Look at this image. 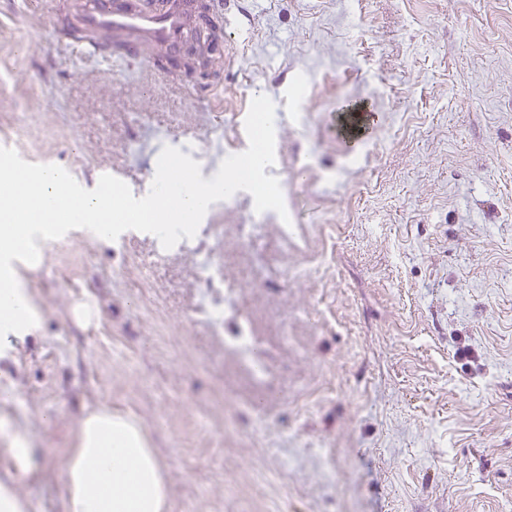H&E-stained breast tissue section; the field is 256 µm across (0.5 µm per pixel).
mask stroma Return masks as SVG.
<instances>
[{
    "label": "stroma",
    "instance_id": "35a3bbf8",
    "mask_svg": "<svg viewBox=\"0 0 512 512\" xmlns=\"http://www.w3.org/2000/svg\"><path fill=\"white\" fill-rule=\"evenodd\" d=\"M69 2L0 0V142L139 198L166 146L212 178L265 95L293 235L241 191L180 248L42 245L18 268L38 325L0 347V480L63 512L60 469L13 438L56 459L109 406L148 432L171 512H512V0H243L204 97L76 56ZM353 107L375 124L351 145ZM244 327L263 377L226 347Z\"/></svg>",
    "mask_w": 512,
    "mask_h": 512
}]
</instances>
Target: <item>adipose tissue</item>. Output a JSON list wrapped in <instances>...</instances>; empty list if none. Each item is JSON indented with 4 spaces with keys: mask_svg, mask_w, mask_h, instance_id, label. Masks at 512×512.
Wrapping results in <instances>:
<instances>
[{
    "mask_svg": "<svg viewBox=\"0 0 512 512\" xmlns=\"http://www.w3.org/2000/svg\"><path fill=\"white\" fill-rule=\"evenodd\" d=\"M64 512H169L165 466L135 419L100 406L59 460Z\"/></svg>",
    "mask_w": 512,
    "mask_h": 512,
    "instance_id": "obj_1",
    "label": "adipose tissue"
}]
</instances>
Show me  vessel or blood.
I'll return each mask as SVG.
<instances>
[{
	"mask_svg": "<svg viewBox=\"0 0 512 512\" xmlns=\"http://www.w3.org/2000/svg\"><path fill=\"white\" fill-rule=\"evenodd\" d=\"M204 15L219 34L227 60H235L238 15L228 0H73L68 20L84 34L82 46L99 55V46L111 42L113 55L136 59L159 77L173 78L164 68L170 52L179 50L189 26ZM368 114L352 111L342 116L346 139L364 135Z\"/></svg>",
	"mask_w": 512,
	"mask_h": 512,
	"instance_id": "obj_1",
	"label": "vessel or blood"
}]
</instances>
